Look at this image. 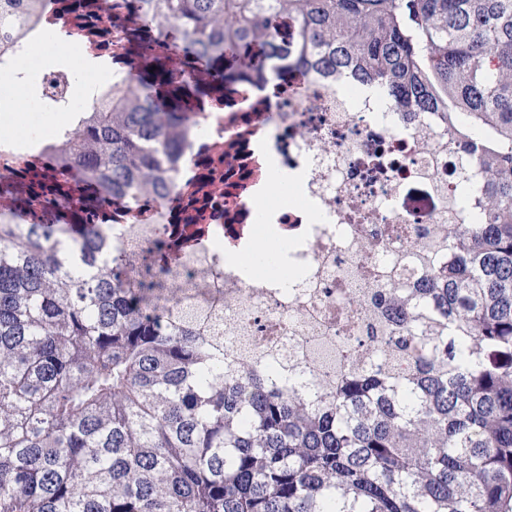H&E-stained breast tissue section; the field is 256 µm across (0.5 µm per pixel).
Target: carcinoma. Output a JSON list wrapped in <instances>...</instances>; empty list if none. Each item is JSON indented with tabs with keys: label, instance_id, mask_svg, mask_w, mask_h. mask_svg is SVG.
<instances>
[{
	"label": "carcinoma",
	"instance_id": "carcinoma-1",
	"mask_svg": "<svg viewBox=\"0 0 512 512\" xmlns=\"http://www.w3.org/2000/svg\"><path fill=\"white\" fill-rule=\"evenodd\" d=\"M47 2L0 0V47ZM134 2L183 55L143 56L65 128L56 151L104 190H161L183 68L201 90L290 49L436 113L478 204L408 246L420 286L371 297L372 341L315 405L261 361L225 366L206 320L149 313L95 234L76 273L53 217L0 215V512H512V0Z\"/></svg>",
	"mask_w": 512,
	"mask_h": 512
}]
</instances>
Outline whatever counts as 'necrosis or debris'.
I'll return each instance as SVG.
<instances>
[{
	"label": "necrosis or debris",
	"instance_id": "4bbe7bcc",
	"mask_svg": "<svg viewBox=\"0 0 512 512\" xmlns=\"http://www.w3.org/2000/svg\"><path fill=\"white\" fill-rule=\"evenodd\" d=\"M134 5L120 17L112 0H52L24 39L0 48V69L16 94L30 60L65 33L83 61L107 76L87 98L120 84L129 59L111 50L134 29ZM72 71L39 76L38 111L75 100ZM180 139L158 158L163 195H115L90 209L96 187H79L61 166L55 136L26 141L0 134V183L19 181L20 197L0 195V213L33 220L60 214L54 238L77 247L94 231L151 311L224 314L225 345L281 362L284 387L305 396L335 388L337 357L367 344L362 300L404 245L459 224L470 188L450 190L451 148L435 116L398 112L354 72L333 74L290 54L239 68L193 101ZM74 184L71 194L53 185Z\"/></svg>",
	"mask_w": 512,
	"mask_h": 512
}]
</instances>
